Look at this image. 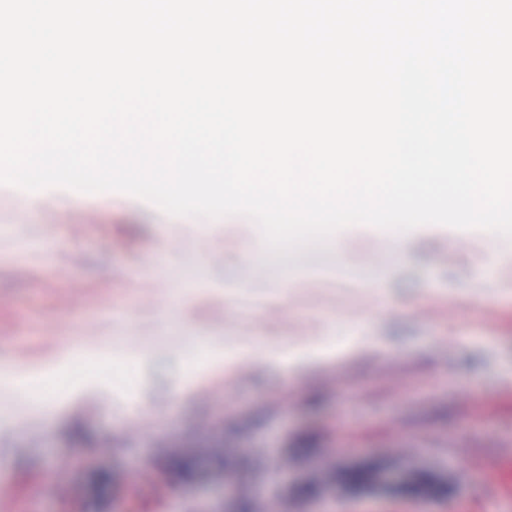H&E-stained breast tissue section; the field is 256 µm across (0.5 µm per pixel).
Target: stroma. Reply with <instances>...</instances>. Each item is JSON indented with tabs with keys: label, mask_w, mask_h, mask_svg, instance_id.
Instances as JSON below:
<instances>
[{
	"label": "stroma",
	"mask_w": 512,
	"mask_h": 512,
	"mask_svg": "<svg viewBox=\"0 0 512 512\" xmlns=\"http://www.w3.org/2000/svg\"><path fill=\"white\" fill-rule=\"evenodd\" d=\"M178 220L140 199L45 189L31 200L0 187V358L26 371L71 350L132 346L148 360L134 392L97 385L48 418L40 402L0 389V512H114L135 493L141 512H512V265L491 267L480 236L429 233L401 252L357 238L354 263H388L378 287L317 268L286 289L261 273L237 287L252 224ZM220 259L199 268L200 239ZM456 249L449 262L441 251ZM389 303L384 321L373 311ZM359 339L297 378L270 367H224L193 397L170 390L197 345L233 351L263 338ZM149 410L133 415V396ZM81 425L85 444L70 431ZM188 456L194 480L165 490L155 474ZM353 468L427 478L411 493L354 489ZM107 473L98 492L91 479ZM315 484L317 497L300 498Z\"/></svg>",
	"instance_id": "stroma-1"
}]
</instances>
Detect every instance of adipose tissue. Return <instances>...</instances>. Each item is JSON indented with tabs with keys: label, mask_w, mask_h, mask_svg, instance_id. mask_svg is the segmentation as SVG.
Returning a JSON list of instances; mask_svg holds the SVG:
<instances>
[{
	"label": "adipose tissue",
	"mask_w": 512,
	"mask_h": 512,
	"mask_svg": "<svg viewBox=\"0 0 512 512\" xmlns=\"http://www.w3.org/2000/svg\"><path fill=\"white\" fill-rule=\"evenodd\" d=\"M335 347L310 344L305 347L269 352L260 348L241 351L238 363L255 366L269 361L301 370L333 357ZM148 353L134 350L114 356L101 350L73 351L54 366L22 373L7 360H0V384L10 385L25 395L57 404L92 385L105 384L115 391L131 388L140 378Z\"/></svg>",
	"instance_id": "adipose-tissue-1"
}]
</instances>
